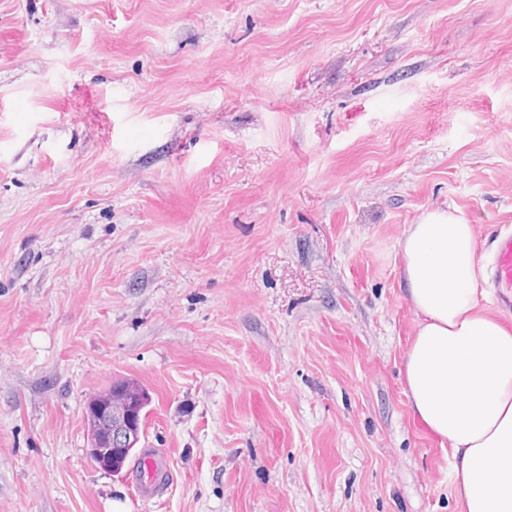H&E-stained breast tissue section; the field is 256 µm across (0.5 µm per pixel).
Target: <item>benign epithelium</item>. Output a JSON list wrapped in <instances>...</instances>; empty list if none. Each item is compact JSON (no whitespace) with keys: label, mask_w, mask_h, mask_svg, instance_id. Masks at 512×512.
Returning <instances> with one entry per match:
<instances>
[{"label":"benign epithelium","mask_w":512,"mask_h":512,"mask_svg":"<svg viewBox=\"0 0 512 512\" xmlns=\"http://www.w3.org/2000/svg\"><path fill=\"white\" fill-rule=\"evenodd\" d=\"M84 417L92 428L89 454L95 456L106 470L112 469V457L129 451L139 439L134 402L116 404L110 396L95 399L85 406Z\"/></svg>","instance_id":"benign-epithelium-1"}]
</instances>
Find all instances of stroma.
I'll use <instances>...</instances> for the list:
<instances>
[{
  "instance_id": "1",
  "label": "stroma",
  "mask_w": 512,
  "mask_h": 512,
  "mask_svg": "<svg viewBox=\"0 0 512 512\" xmlns=\"http://www.w3.org/2000/svg\"><path fill=\"white\" fill-rule=\"evenodd\" d=\"M512 230V0H0V512H462L399 242ZM151 397L141 499L85 405ZM170 461L160 453H147L137 463L134 483L144 498L159 497L166 490Z\"/></svg>"
}]
</instances>
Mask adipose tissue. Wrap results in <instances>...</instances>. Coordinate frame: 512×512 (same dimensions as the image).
Wrapping results in <instances>:
<instances>
[{"label":"adipose tissue","instance_id":"obj_1","mask_svg":"<svg viewBox=\"0 0 512 512\" xmlns=\"http://www.w3.org/2000/svg\"><path fill=\"white\" fill-rule=\"evenodd\" d=\"M399 248L418 316L404 358L411 413L448 444L463 512H512V326L477 301L474 227L431 210Z\"/></svg>","mask_w":512,"mask_h":512}]
</instances>
